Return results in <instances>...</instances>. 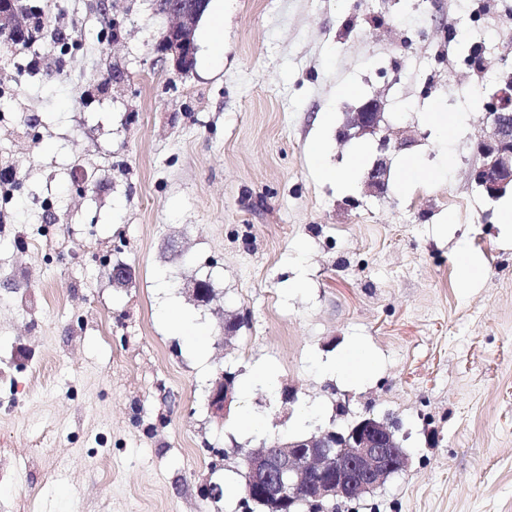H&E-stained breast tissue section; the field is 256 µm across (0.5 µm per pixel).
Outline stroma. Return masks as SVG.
Instances as JSON below:
<instances>
[{
	"instance_id": "1",
	"label": "stroma",
	"mask_w": 512,
	"mask_h": 512,
	"mask_svg": "<svg viewBox=\"0 0 512 512\" xmlns=\"http://www.w3.org/2000/svg\"><path fill=\"white\" fill-rule=\"evenodd\" d=\"M47 2L69 53L47 38L0 49V512H243L232 446L298 436L313 408L319 427L393 419L410 455L335 512H512V187L496 199L474 180L483 104L512 80V0L485 14L476 0H224L223 56L197 41L186 73L156 60L168 20L153 0ZM372 97L390 138L420 134L389 152L381 196L319 172L357 152L372 165L376 138L339 134ZM435 110L468 116L445 146ZM408 158L432 174L410 190ZM168 308L193 318L202 353ZM355 348L371 377L323 372ZM259 362L277 386H236L213 417L218 372ZM246 412L265 433H239Z\"/></svg>"
}]
</instances>
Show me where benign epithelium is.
<instances>
[{
    "mask_svg": "<svg viewBox=\"0 0 512 512\" xmlns=\"http://www.w3.org/2000/svg\"><path fill=\"white\" fill-rule=\"evenodd\" d=\"M209 0H155L156 11L170 20L158 48L161 61L177 72L190 70L195 62L194 32ZM33 5L26 0H0V40L19 39L26 30V15ZM490 126L488 137L477 144L481 165L474 178L486 193L495 196L512 185V85L489 96L485 103ZM384 121L382 102L371 98L348 114L341 134L361 138L380 134ZM390 137L380 134L377 156L365 174L364 186L371 195L387 187V157ZM235 376L218 373L208 395L210 413L224 418L233 400ZM241 456L246 502L262 506L265 512H294V505L326 507L338 500L356 501L385 485L405 471L409 454L396 435V427L368 415L345 427L318 428L308 436L277 439Z\"/></svg>",
    "mask_w": 512,
    "mask_h": 512,
    "instance_id": "benign-epithelium-1",
    "label": "benign epithelium"
}]
</instances>
